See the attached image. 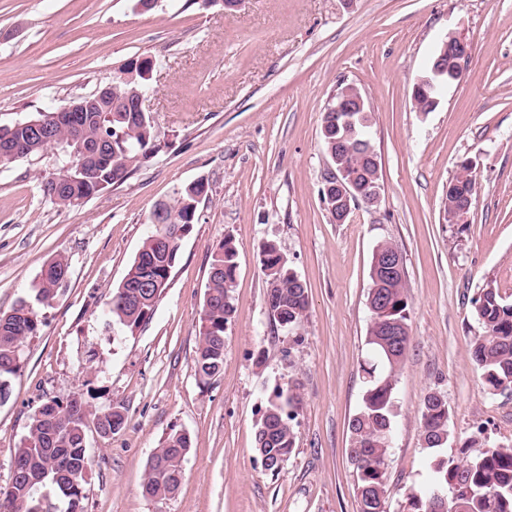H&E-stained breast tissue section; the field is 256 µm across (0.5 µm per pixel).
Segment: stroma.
Returning a JSON list of instances; mask_svg holds the SVG:
<instances>
[{
    "label": "stroma",
    "instance_id": "stroma-1",
    "mask_svg": "<svg viewBox=\"0 0 512 512\" xmlns=\"http://www.w3.org/2000/svg\"><path fill=\"white\" fill-rule=\"evenodd\" d=\"M468 40L459 81L438 107L412 91L448 35ZM151 58L144 101L162 148L127 179L61 207L44 191L58 149L0 168V311L33 299L43 266L69 262L45 326L0 404V488L15 448L45 401L79 393L90 409L123 406L118 433L89 434L86 512H359L349 424L368 358L373 251L402 252L410 344L397 376L388 508L428 480L425 397H448L445 454L471 440L512 444V393L488 394L473 362L481 327L471 299L486 281L512 297V0H243L208 9L188 0H0V126L27 120L111 83L130 58ZM357 85L372 109L381 192L336 222L321 200L330 164L322 117L337 87ZM471 160L476 191L443 218L449 181ZM205 179L208 193L181 242L149 323L107 325L156 203ZM238 249L224 330V366L195 372L210 251ZM276 243L306 285L298 329L270 325L260 249ZM298 386L296 445L266 470L256 431L276 388ZM191 447L178 491L141 494L155 448L172 431Z\"/></svg>",
    "mask_w": 512,
    "mask_h": 512
}]
</instances>
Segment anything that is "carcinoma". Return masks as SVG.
<instances>
[{"label":"carcinoma","instance_id":"cac0c4a2","mask_svg":"<svg viewBox=\"0 0 512 512\" xmlns=\"http://www.w3.org/2000/svg\"><path fill=\"white\" fill-rule=\"evenodd\" d=\"M123 64L128 76L112 79V97L96 99L90 95L78 100L88 105L81 122L73 127L51 126L41 137H32L27 128L10 126L0 136V163L10 162L8 155L23 157L38 154L53 143H64L72 152L79 144L90 147L86 173L49 180L45 191L59 206L68 207L121 184L143 161L159 151L155 124L150 113L139 118L128 112L114 111L120 100L134 101L149 89L142 68ZM439 91L429 95L413 94L419 112L437 107ZM347 98L362 99L356 112H338L336 106ZM371 109L358 88L340 85L332 104L324 113L321 135L325 151L341 180L354 187L351 201L367 204L380 189V164L370 133ZM470 166L464 162L460 173L448 182L444 211L453 218L473 196L475 183ZM192 184L182 187L165 205L163 223H148L154 230L147 235L120 285L108 302V317L130 332L152 318L160 294L168 287V269L177 260L178 242L194 224ZM237 248L231 237L216 245L210 255L206 293L209 303L199 317V342L195 357L196 373L212 378L224 365V328L235 308L230 292L236 272ZM261 265L267 278V306L270 322L295 329L307 316V288L289 268L280 248L273 242L263 245ZM69 262L63 256L49 261L42 269L36 288L37 301L52 306L63 271ZM153 281L159 295L147 296L139 288L140 279ZM473 314L482 332L474 337L473 361L491 395L512 392V302L503 297L493 283L487 282L472 299ZM369 359L364 367L366 388L362 406L350 423L352 444L350 459L357 477L360 512H388L387 472L391 464L394 393L399 371L410 343L411 304L407 279L381 273L370 277L367 293ZM396 322L399 340L385 335V326ZM44 320L33 306L20 302L7 313L0 312V403L8 401V377L21 367L20 351L24 343L38 335ZM48 414L55 420L54 443L47 445L44 422L33 417L28 435L15 449L11 481L1 491L5 512H52V499L67 501L66 512H83V482L91 465L87 453V429L94 425L103 435L124 428L127 417L120 408L102 411L81 410L78 400L52 399ZM301 406L300 394L293 387L274 393L256 431V448L267 461V469L276 471L295 448L292 421ZM448 397L431 392L424 400L421 415L425 448L431 450L428 483L407 494L404 512H512V445L485 447L471 454L463 449L457 456H442L439 450L448 443ZM189 450L190 439L183 432L167 436L155 449L144 472L141 485L145 498L165 499L174 494L182 480L183 461L175 459L176 449Z\"/></svg>","mask_w":512,"mask_h":512}]
</instances>
